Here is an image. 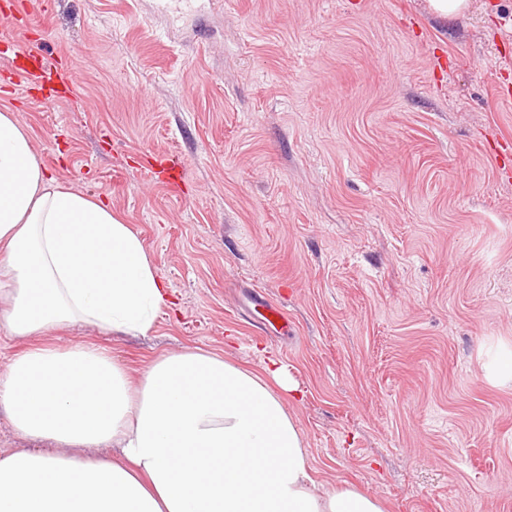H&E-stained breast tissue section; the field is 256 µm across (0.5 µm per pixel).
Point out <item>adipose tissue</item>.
Here are the masks:
<instances>
[{"label":"adipose tissue","instance_id":"adipose-tissue-1","mask_svg":"<svg viewBox=\"0 0 512 512\" xmlns=\"http://www.w3.org/2000/svg\"><path fill=\"white\" fill-rule=\"evenodd\" d=\"M170 304L139 236L59 184L1 111L0 330L34 345L0 378V408L51 449L0 457V512H385L351 486L316 491L276 360L255 371L186 348L134 379L43 341L77 322L143 336Z\"/></svg>","mask_w":512,"mask_h":512}]
</instances>
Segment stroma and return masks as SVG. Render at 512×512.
Listing matches in <instances>:
<instances>
[{"instance_id": "stroma-1", "label": "stroma", "mask_w": 512, "mask_h": 512, "mask_svg": "<svg viewBox=\"0 0 512 512\" xmlns=\"http://www.w3.org/2000/svg\"><path fill=\"white\" fill-rule=\"evenodd\" d=\"M75 98L42 103L0 63L58 183L111 206L170 297L154 329L76 323L139 377L189 347L276 359L319 492L387 512H512V0H51L31 27ZM187 182H153L142 153ZM266 293L288 328L247 305ZM430 13L447 19L465 13L470 6V0H427ZM151 159V168L147 169L149 177H157L154 168H160L164 173V177L161 180L158 178L160 183L173 191L180 190L182 185L186 182V168L163 156L152 155Z\"/></svg>"}]
</instances>
